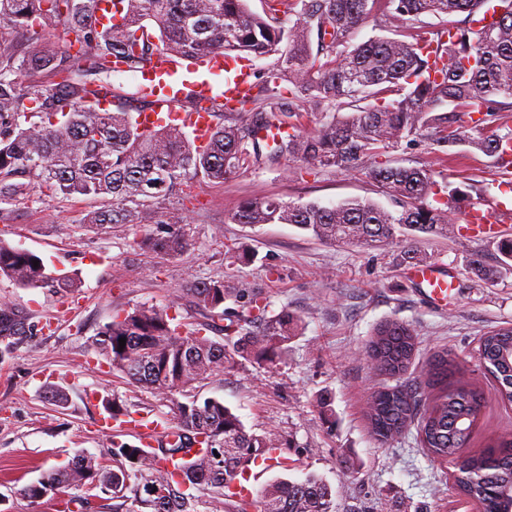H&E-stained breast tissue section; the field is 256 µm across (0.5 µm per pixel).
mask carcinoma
Wrapping results in <instances>:
<instances>
[{"label":"carcinoma","instance_id":"obj_1","mask_svg":"<svg viewBox=\"0 0 512 512\" xmlns=\"http://www.w3.org/2000/svg\"><path fill=\"white\" fill-rule=\"evenodd\" d=\"M102 0H0V27L29 34L17 51H0V203L45 189L66 198L102 202L85 223L154 224L165 234L140 245L175 255L189 245V215L166 202L194 179L222 184L243 168L298 159L319 171H350L369 161L370 177L394 205L368 201L332 206L247 200L233 214L236 224H292L330 243L378 247L415 233L448 234L460 204L474 185L448 180L441 207L427 202L438 186L427 167L379 163L382 151L428 134L443 154L458 146L512 168V132L498 133L503 113L512 112V0H497L496 21L476 17L492 0H267L268 11L249 10L246 0H112V23L100 24ZM465 14L461 20L454 19ZM380 14L390 35L350 43L353 30ZM299 17L292 27L281 17ZM424 15L441 19L428 30ZM64 27L75 53L55 52L46 36ZM317 50H312V39ZM243 53L274 58L241 107L228 111L217 99L208 140L196 143L182 129H144L112 90V63L138 69L157 54L198 61L209 55ZM49 71L51 88L23 90L12 75ZM292 88L286 90L283 82ZM295 107L271 110L283 91ZM114 108L97 106L101 94ZM347 110L338 117L332 106ZM310 113L314 131L301 132ZM477 114V136L461 134L458 121ZM498 265L480 255L473 275L491 281L512 270V238L497 243ZM39 265H33V261ZM22 288L69 294L76 278L47 270L42 257L0 241V277ZM242 300L239 309L225 306ZM189 307L203 320L182 330L179 310ZM258 288H235L222 279L189 277L185 288L161 307L136 306L112 316L97 333L94 348L132 384L173 397L170 439L147 450L112 441V466L82 455L47 472L22 493L35 502L65 488L92 485L112 495V512H334L336 493L320 479H276L250 499L228 493L241 470L283 447L272 433L246 431L223 401H198L199 385L235 368L243 358L274 369L301 334V319L283 307L269 314ZM32 313L0 301V356L32 334ZM126 339L119 348V339ZM415 329L389 320L376 329L366 353L378 375L401 378L412 364ZM477 358L495 382L501 403L512 406V326L478 340ZM424 384L437 390L425 410L424 392L399 383L375 391L365 417L370 433L387 442L417 423V440L435 458L462 459L454 475L460 494L478 512L512 509V433L491 449L469 452L482 406V392L463 380L457 357L444 348L423 368ZM184 400L175 398V395ZM217 453H212V450ZM173 461V468L164 462Z\"/></svg>","mask_w":512,"mask_h":512}]
</instances>
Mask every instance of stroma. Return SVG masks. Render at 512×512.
Masks as SVG:
<instances>
[{
    "instance_id": "1",
    "label": "stroma",
    "mask_w": 512,
    "mask_h": 512,
    "mask_svg": "<svg viewBox=\"0 0 512 512\" xmlns=\"http://www.w3.org/2000/svg\"><path fill=\"white\" fill-rule=\"evenodd\" d=\"M437 156L431 138L422 136L384 151L379 160L426 164L452 182L470 180L477 188L470 205L488 211L512 183V172L495 168L483 154L464 155L447 167L437 164ZM265 197L323 206L352 199L390 204L363 167L324 172L286 160L270 169L240 170L221 184L195 180L182 201L193 219L187 227L190 245L176 256L137 247V240L155 233L154 225L84 223L95 207L91 200L38 191L0 205V241L34 252L49 269L80 280L78 291L61 296L0 277V300L28 310L36 323L34 335L0 359V512H59L70 498L83 500L82 512H102L104 495L97 488H68L36 502L21 489L85 453L111 462L113 435L102 431L100 420L112 398L132 416L172 426L169 399L127 383L92 341L115 311L162 305L191 276L262 289L272 311L285 307L303 320V335L289 342L277 369L243 360L200 389L201 397L224 401L247 431L289 441L291 470L269 469L259 484L318 476L336 492L335 512H476L452 486L453 464L433 458L415 433L386 443L371 435L364 411L388 379L372 371L366 345L382 321L412 324L419 344L405 382H418L431 356L449 349L484 397L471 450H483L500 432L512 430V408L498 401L493 381L475 358L480 336L512 325V271L490 282L469 272L476 254L494 265L496 242L512 235V219L413 238L416 249L454 278L456 289L442 310L421 299L399 258L400 244L363 249L319 241L290 224L233 223L244 200ZM240 248L253 252L254 261L241 262ZM51 388L66 394L64 405L48 400ZM322 398L333 426L324 422Z\"/></svg>"
}]
</instances>
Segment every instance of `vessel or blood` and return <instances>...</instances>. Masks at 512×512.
Instances as JSON below:
<instances>
[{"instance_id": "1", "label": "vessel or blood", "mask_w": 512, "mask_h": 512, "mask_svg": "<svg viewBox=\"0 0 512 512\" xmlns=\"http://www.w3.org/2000/svg\"><path fill=\"white\" fill-rule=\"evenodd\" d=\"M208 67L212 71L223 73L224 85L218 90L207 84L200 86V94L206 98L217 96L229 107L238 106L253 77L251 69L240 59L220 54L210 56ZM178 68L177 61L158 57L142 65L140 88L149 93L152 107L140 113L138 121L148 129L172 122L187 129L197 141H205L211 125V115L207 108L200 107L192 112H181L177 109L179 101L184 96V88L170 82L169 76ZM408 273L423 289L430 302L437 306L447 305L448 294L454 287V281L438 265L428 262L413 264L409 266ZM281 460L282 456L277 451L259 459L254 468L241 474L232 484V492L254 496L258 472L276 467Z\"/></svg>"}]
</instances>
